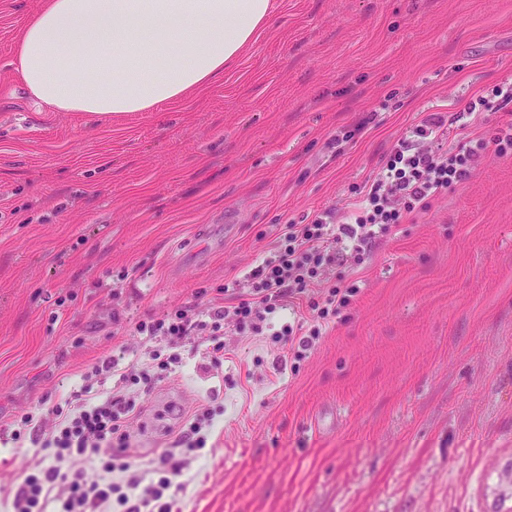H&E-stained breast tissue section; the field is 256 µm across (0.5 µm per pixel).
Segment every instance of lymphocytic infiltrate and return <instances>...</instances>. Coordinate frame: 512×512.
I'll list each match as a JSON object with an SVG mask.
<instances>
[{
	"label": "lymphocytic infiltrate",
	"instance_id": "1",
	"mask_svg": "<svg viewBox=\"0 0 512 512\" xmlns=\"http://www.w3.org/2000/svg\"><path fill=\"white\" fill-rule=\"evenodd\" d=\"M496 102H467L451 115L434 113L400 138L379 172L368 180L359 197L339 210H327L306 224L284 225L277 245L257 266L234 283L226 305L199 313L187 305L157 319L136 324L137 333L160 340L169 348L168 356L152 352L155 367H131L122 379L153 386L162 374L174 373L181 359L176 349L186 341L212 342L213 354L224 352L217 339L225 325L239 333L261 335L263 325L277 311L296 307L303 321L309 322L306 337L299 339L301 350H308L319 339L322 329L359 291L356 284L323 286L321 271L363 258L386 238L394 227L420 214L430 200L466 181L474 165L484 156L488 144H495L500 155L512 152V121L500 122L492 138L480 129L485 115L496 103L512 102V84L497 88ZM464 131L463 140L450 149L443 142L450 125ZM136 403L123 392L107 396L83 386L73 393L69 411L51 431H34L29 436L39 448L43 464L29 474L13 498V512H44L52 492L63 494L62 512H99L111 499L125 506L126 512H172V502L164 495L181 489V459L203 447V432L212 428L208 409H198L187 429L173 443V451L161 454L154 466L160 478L130 475L123 446L126 426ZM109 450L105 477L85 483L79 472L63 468L65 460L89 457Z\"/></svg>",
	"mask_w": 512,
	"mask_h": 512
}]
</instances>
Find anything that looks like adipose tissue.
Listing matches in <instances>:
<instances>
[{
  "instance_id": "ef3b65f1",
  "label": "adipose tissue",
  "mask_w": 512,
  "mask_h": 512,
  "mask_svg": "<svg viewBox=\"0 0 512 512\" xmlns=\"http://www.w3.org/2000/svg\"><path fill=\"white\" fill-rule=\"evenodd\" d=\"M273 0H44L14 67L59 112H153L208 88L269 24Z\"/></svg>"
}]
</instances>
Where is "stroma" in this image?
<instances>
[{"label":"stroma","mask_w":512,"mask_h":512,"mask_svg":"<svg viewBox=\"0 0 512 512\" xmlns=\"http://www.w3.org/2000/svg\"><path fill=\"white\" fill-rule=\"evenodd\" d=\"M41 0H0V432L53 428L96 360L146 363L142 319L224 301L283 225L344 207L424 115L512 81V0H275L268 28L197 96L155 112H58L13 74ZM237 228L225 236V221ZM360 292L295 359L283 310L227 354L122 386L141 468L187 418L180 512H512V156L362 264ZM39 457L0 444V512ZM213 418L207 408L198 409L187 429L183 430L173 443L179 455H189L197 448H203L205 437L199 435L203 430L213 428Z\"/></svg>","instance_id":"35a3bbf8"}]
</instances>
